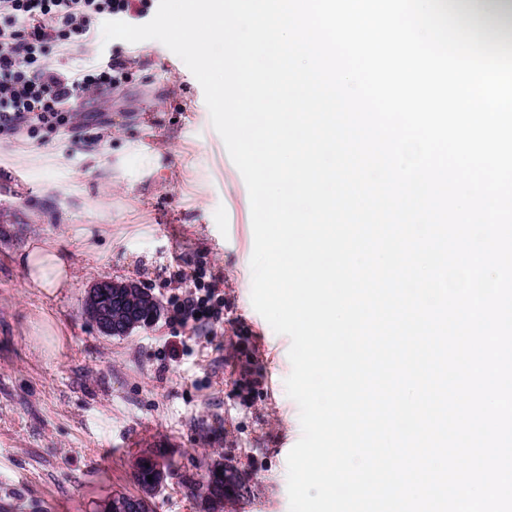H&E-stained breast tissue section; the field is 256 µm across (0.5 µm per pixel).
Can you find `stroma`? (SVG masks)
Returning a JSON list of instances; mask_svg holds the SVG:
<instances>
[{
	"mask_svg": "<svg viewBox=\"0 0 512 512\" xmlns=\"http://www.w3.org/2000/svg\"><path fill=\"white\" fill-rule=\"evenodd\" d=\"M114 58L127 79L109 96L88 94L77 114L103 127L99 144L0 136V512H102L112 495L137 494L133 471L147 453L167 473L153 512H202L186 482L216 461L242 464L252 480L224 512H289L299 408L284 384L290 340L251 303L246 183L201 85L161 42L99 37L51 66ZM32 239L69 252L70 287H28L17 255ZM194 270L223 295V325L175 316L171 300ZM99 278L150 289L160 317L104 335L83 313ZM46 320L58 349L34 339ZM240 336L265 367L246 402L225 364Z\"/></svg>",
	"mask_w": 512,
	"mask_h": 512,
	"instance_id": "obj_1",
	"label": "stroma"
}]
</instances>
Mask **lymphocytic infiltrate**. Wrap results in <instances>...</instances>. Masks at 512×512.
<instances>
[{
	"instance_id": "obj_1",
	"label": "lymphocytic infiltrate",
	"mask_w": 512,
	"mask_h": 512,
	"mask_svg": "<svg viewBox=\"0 0 512 512\" xmlns=\"http://www.w3.org/2000/svg\"><path fill=\"white\" fill-rule=\"evenodd\" d=\"M135 0H0V134L40 133L71 136L74 142H99L97 126L79 124L75 115L87 93L111 94L126 77L116 60L78 75L52 69L53 49L87 41L102 22L136 11ZM182 323L224 321V301L201 273L188 277L172 299Z\"/></svg>"
}]
</instances>
